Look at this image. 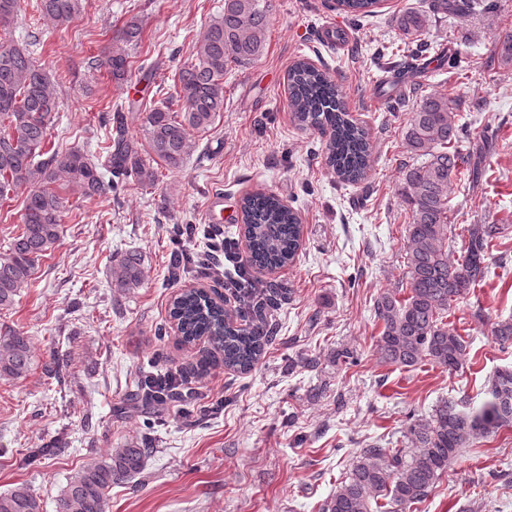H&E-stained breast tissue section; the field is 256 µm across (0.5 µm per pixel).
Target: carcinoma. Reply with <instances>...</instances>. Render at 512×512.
<instances>
[{"instance_id": "obj_1", "label": "carcinoma", "mask_w": 512, "mask_h": 512, "mask_svg": "<svg viewBox=\"0 0 512 512\" xmlns=\"http://www.w3.org/2000/svg\"><path fill=\"white\" fill-rule=\"evenodd\" d=\"M84 0H37L39 19L53 28H66L81 15ZM336 9L354 17L376 12L379 0H335ZM19 0H0V27L17 18ZM492 9L483 0H429L428 10L408 11L399 17L406 39L403 53H391L381 85L396 88L409 74L423 73L432 58L457 71L461 61L420 39L431 16L470 14ZM271 0H224L222 12L212 19L196 42L193 60L178 71L176 94L182 111L153 105L143 111L142 137L126 134L124 115L115 113L116 136L103 147L102 159L93 161L84 150H60L49 145L50 130L61 110L56 92L58 78L35 61L34 40L0 42V202L26 191L22 224L0 247V312L10 310L28 287L39 261L58 245L64 210L61 189L76 190L85 198L118 189L132 177L141 185L158 180L156 164L178 171L194 152L193 132H204L224 111V77L233 66L246 67L260 60L267 43ZM141 25L126 23L117 42L91 58V71L106 72L124 86L131 71L127 47L140 40ZM289 106L293 120L325 136V157L338 178L349 184L362 181L370 167L372 145L366 128L350 115L339 86L305 60L288 73ZM457 99L446 93L423 96L403 132V144L417 163L405 175L409 206L405 225L407 250L401 286L375 299L374 315L382 325L378 352L389 365L410 368L430 361L451 372L464 367L470 342L444 318L460 299L484 279L496 224H473L453 233L448 220L449 188L469 165L456 147L461 128L456 123ZM246 264L252 272L280 268L295 258L302 239L297 212L273 193L255 191L239 205ZM462 241L461 261L448 259L454 237ZM145 279L142 256L123 257L115 287L129 291ZM289 290L270 285L248 295H235L242 306L230 312L210 296L193 291L173 297L170 316L178 322L181 342L208 340L213 352L202 358L193 373L202 376L221 364L247 373L272 342L275 326L268 317ZM248 320V326L238 319ZM502 347L512 345V319L493 328ZM33 367L30 338L7 327L0 333V380L25 379ZM464 400L444 399L432 416L407 427L408 448L361 450L323 512H412L424 501L462 449L478 436L512 427V366L498 369L490 383L489 398L476 411L463 410ZM167 403L139 395L131 408L160 414ZM149 449L131 442L111 448L82 465L60 490L56 512H108L112 485L140 474ZM0 512H43L40 498L25 484L0 492Z\"/></svg>"}]
</instances>
